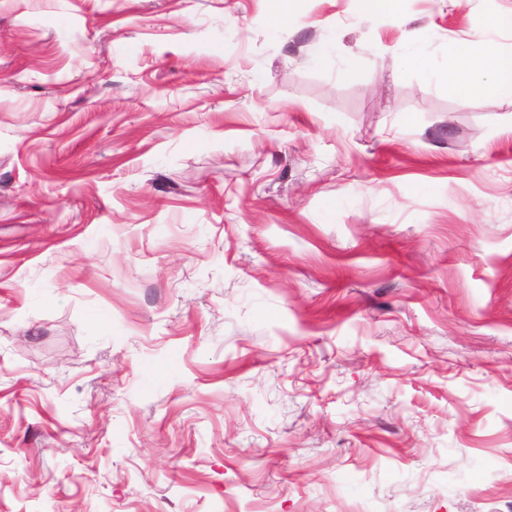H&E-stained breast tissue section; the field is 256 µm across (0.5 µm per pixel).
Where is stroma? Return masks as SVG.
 I'll use <instances>...</instances> for the list:
<instances>
[{
    "instance_id": "stroma-1",
    "label": "stroma",
    "mask_w": 512,
    "mask_h": 512,
    "mask_svg": "<svg viewBox=\"0 0 512 512\" xmlns=\"http://www.w3.org/2000/svg\"><path fill=\"white\" fill-rule=\"evenodd\" d=\"M510 7L0 0V512H512ZM352 2L357 16L365 18L381 12L394 21L402 19L405 0H353ZM492 34L512 36V7L493 16L485 28L458 41L448 53L447 64L432 72L437 80L461 88V102L472 95L491 103L512 100V50L503 53ZM396 49L400 62L404 66L419 62L427 55L425 44L415 38L411 32L405 33Z\"/></svg>"
}]
</instances>
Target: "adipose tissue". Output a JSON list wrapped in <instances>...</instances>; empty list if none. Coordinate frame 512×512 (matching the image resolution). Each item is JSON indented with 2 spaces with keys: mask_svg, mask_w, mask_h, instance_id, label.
<instances>
[{
  "mask_svg": "<svg viewBox=\"0 0 512 512\" xmlns=\"http://www.w3.org/2000/svg\"><path fill=\"white\" fill-rule=\"evenodd\" d=\"M504 34L512 36V8L458 41L449 51L446 65L435 71V78L461 89L465 100L474 95L492 103L512 99V52H502L496 42L497 36Z\"/></svg>",
  "mask_w": 512,
  "mask_h": 512,
  "instance_id": "adipose-tissue-1",
  "label": "adipose tissue"
}]
</instances>
